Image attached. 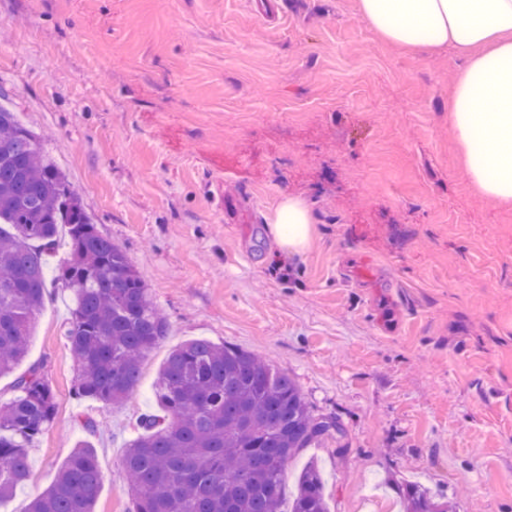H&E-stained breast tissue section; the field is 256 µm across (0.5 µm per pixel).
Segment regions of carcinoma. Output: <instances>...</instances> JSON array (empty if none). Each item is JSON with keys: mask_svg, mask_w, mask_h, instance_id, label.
Here are the masks:
<instances>
[{"mask_svg": "<svg viewBox=\"0 0 512 512\" xmlns=\"http://www.w3.org/2000/svg\"><path fill=\"white\" fill-rule=\"evenodd\" d=\"M60 224L68 226L61 279L71 299L65 336L75 393L121 404L145 353L167 336L168 319L127 253L97 232L40 137L0 105V376L27 356ZM13 388L0 405V503L25 480L29 448L55 412L39 365ZM154 395L159 412L140 416L125 457L134 512H282L291 458L331 442L344 454L339 417L315 412L290 374L234 345L192 340L174 348ZM101 481L93 447L79 442L28 512H93ZM405 501L407 512H449L416 484L406 485ZM288 512H329L316 463L301 472Z\"/></svg>", "mask_w": 512, "mask_h": 512, "instance_id": "1", "label": "carcinoma"}]
</instances>
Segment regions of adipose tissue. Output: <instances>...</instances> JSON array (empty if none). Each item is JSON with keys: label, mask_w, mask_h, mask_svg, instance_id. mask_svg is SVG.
<instances>
[{"label": "adipose tissue", "mask_w": 512, "mask_h": 512, "mask_svg": "<svg viewBox=\"0 0 512 512\" xmlns=\"http://www.w3.org/2000/svg\"><path fill=\"white\" fill-rule=\"evenodd\" d=\"M359 10L388 43L465 58L448 102L465 172L485 198L511 202L512 0H359ZM268 226L284 253L300 254L312 241L314 218L305 200L287 195Z\"/></svg>", "instance_id": "adipose-tissue-1"}]
</instances>
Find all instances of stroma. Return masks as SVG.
I'll use <instances>...</instances> for the list:
<instances>
[{
  "mask_svg": "<svg viewBox=\"0 0 512 512\" xmlns=\"http://www.w3.org/2000/svg\"><path fill=\"white\" fill-rule=\"evenodd\" d=\"M358 2L0 0V103L170 325L124 405L76 397L50 258L25 362L56 410L0 512H26L85 439L95 512H130L126 446L195 339L263 357L345 425L344 456L288 462L284 503L314 461L329 512H405L411 482L451 512H512V202L475 190L451 131L464 57L384 41ZM285 195L316 233L275 263Z\"/></svg>",
  "mask_w": 512,
  "mask_h": 512,
  "instance_id": "stroma-1",
  "label": "stroma"
}]
</instances>
